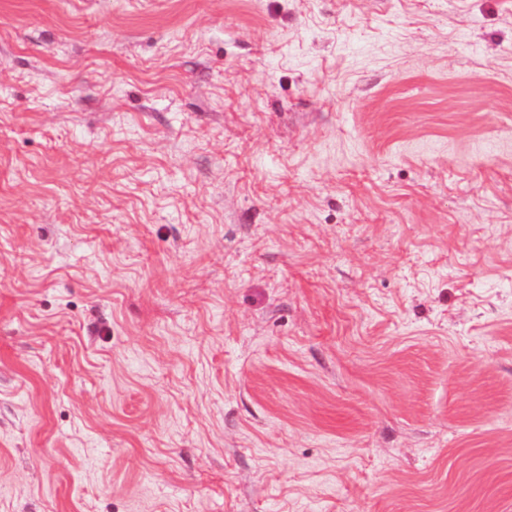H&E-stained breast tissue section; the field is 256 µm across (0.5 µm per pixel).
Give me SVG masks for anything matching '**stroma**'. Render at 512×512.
<instances>
[{"label": "stroma", "instance_id": "stroma-1", "mask_svg": "<svg viewBox=\"0 0 512 512\" xmlns=\"http://www.w3.org/2000/svg\"><path fill=\"white\" fill-rule=\"evenodd\" d=\"M0 512H512V0H0Z\"/></svg>", "mask_w": 512, "mask_h": 512}]
</instances>
